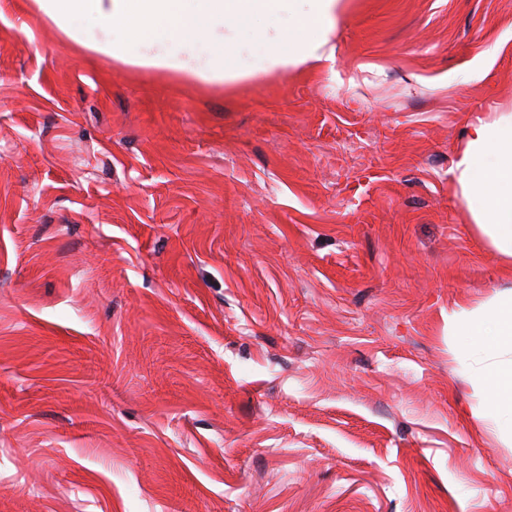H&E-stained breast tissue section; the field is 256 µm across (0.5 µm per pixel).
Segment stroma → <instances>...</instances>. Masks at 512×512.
I'll use <instances>...</instances> for the list:
<instances>
[{"label":"stroma","instance_id":"obj_1","mask_svg":"<svg viewBox=\"0 0 512 512\" xmlns=\"http://www.w3.org/2000/svg\"><path fill=\"white\" fill-rule=\"evenodd\" d=\"M234 86L0 0V512H512L448 315L512 289L452 168L512 0H342Z\"/></svg>","mask_w":512,"mask_h":512}]
</instances>
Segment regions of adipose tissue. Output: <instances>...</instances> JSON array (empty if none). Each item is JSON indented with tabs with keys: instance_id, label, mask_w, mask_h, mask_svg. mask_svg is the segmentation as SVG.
I'll return each instance as SVG.
<instances>
[{
	"instance_id": "adipose-tissue-1",
	"label": "adipose tissue",
	"mask_w": 512,
	"mask_h": 512,
	"mask_svg": "<svg viewBox=\"0 0 512 512\" xmlns=\"http://www.w3.org/2000/svg\"><path fill=\"white\" fill-rule=\"evenodd\" d=\"M73 43L114 60L203 83H232L277 69L331 60L339 0H36ZM94 31H86V22ZM474 224L512 259V113L469 126L453 169ZM451 334L479 347L475 370L494 409L493 424L512 441V291L448 318Z\"/></svg>"
}]
</instances>
